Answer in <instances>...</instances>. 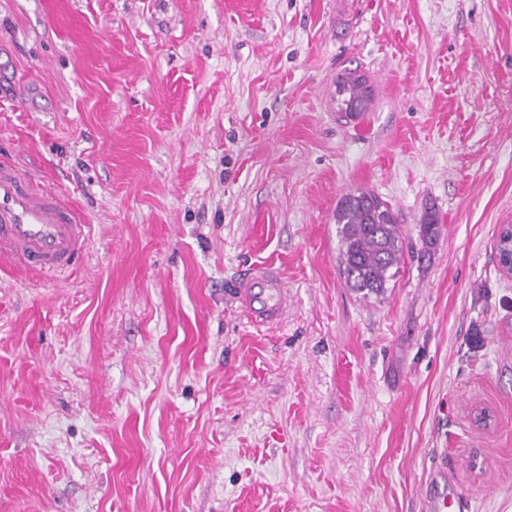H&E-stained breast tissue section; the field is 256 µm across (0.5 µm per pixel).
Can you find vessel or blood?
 <instances>
[{
	"instance_id": "vessel-or-blood-1",
	"label": "vessel or blood",
	"mask_w": 512,
	"mask_h": 512,
	"mask_svg": "<svg viewBox=\"0 0 512 512\" xmlns=\"http://www.w3.org/2000/svg\"><path fill=\"white\" fill-rule=\"evenodd\" d=\"M84 219L63 195L33 186L20 169L0 161V264L65 276L86 248ZM238 302L254 324L279 321L288 290L279 272L258 265L236 285Z\"/></svg>"
}]
</instances>
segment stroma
Listing matches in <instances>:
<instances>
[{
	"label": "stroma",
	"instance_id": "obj_1",
	"mask_svg": "<svg viewBox=\"0 0 512 512\" xmlns=\"http://www.w3.org/2000/svg\"><path fill=\"white\" fill-rule=\"evenodd\" d=\"M0 158L87 224L65 282L0 267V512H512V0H0ZM360 189L403 231L379 301ZM365 78L356 70H349L336 83V95L347 106L355 107L358 112H366L370 104V95H365ZM334 220L346 285L362 298H382L403 259L402 230L392 206L360 190L342 197ZM237 301L257 325L279 321L288 309V290L279 272L268 266H254L235 288Z\"/></svg>",
	"mask_w": 512,
	"mask_h": 512
}]
</instances>
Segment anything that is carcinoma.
Wrapping results in <instances>:
<instances>
[{"instance_id":"1","label":"carcinoma","mask_w":512,"mask_h":512,"mask_svg":"<svg viewBox=\"0 0 512 512\" xmlns=\"http://www.w3.org/2000/svg\"><path fill=\"white\" fill-rule=\"evenodd\" d=\"M365 78L349 70L336 83V95L348 106L365 112ZM338 259L346 285L364 298L379 299L400 272L403 236L392 206L379 196L360 190L342 197L335 213ZM437 213L426 212L420 226L423 243L433 245L439 236Z\"/></svg>"}]
</instances>
